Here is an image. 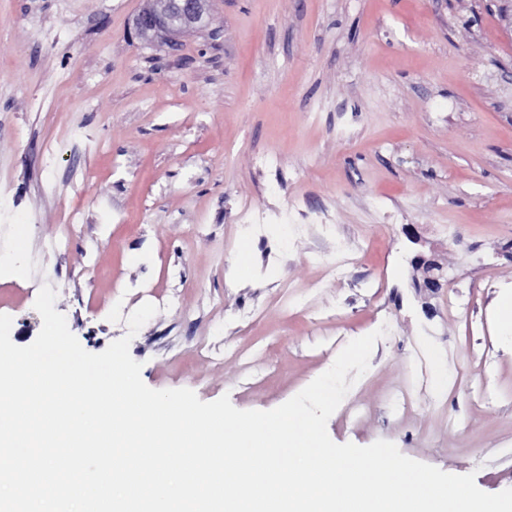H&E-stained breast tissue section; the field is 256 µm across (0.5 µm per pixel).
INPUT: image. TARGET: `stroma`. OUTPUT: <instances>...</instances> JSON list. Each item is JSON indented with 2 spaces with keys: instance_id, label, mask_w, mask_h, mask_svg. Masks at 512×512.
Returning <instances> with one entry per match:
<instances>
[{
  "instance_id": "1",
  "label": "stroma",
  "mask_w": 512,
  "mask_h": 512,
  "mask_svg": "<svg viewBox=\"0 0 512 512\" xmlns=\"http://www.w3.org/2000/svg\"><path fill=\"white\" fill-rule=\"evenodd\" d=\"M142 6L0 0L12 342L38 336L47 283L86 351L127 336L148 387L265 410L384 326L330 438L387 440L484 492L512 489V330L498 319L512 296V0H214L174 44L135 34ZM266 155L279 165L259 166ZM297 199L356 242L346 280L311 263L334 247L315 225L241 236L244 204ZM56 236L67 251L34 277L30 256ZM419 254L461 281L474 326L449 288H415ZM149 288L174 300L129 335L113 299L133 310ZM418 351L430 373L469 375L415 394Z\"/></svg>"
}]
</instances>
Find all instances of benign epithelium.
Wrapping results in <instances>:
<instances>
[{"mask_svg":"<svg viewBox=\"0 0 512 512\" xmlns=\"http://www.w3.org/2000/svg\"><path fill=\"white\" fill-rule=\"evenodd\" d=\"M212 3L213 0H146L133 25L145 39L164 36L172 41L185 32L205 27L209 22ZM412 266L422 273V287L432 292L441 287L434 274V271L441 270L436 260L417 255L412 260Z\"/></svg>","mask_w":512,"mask_h":512,"instance_id":"obj_1","label":"benign epithelium"}]
</instances>
